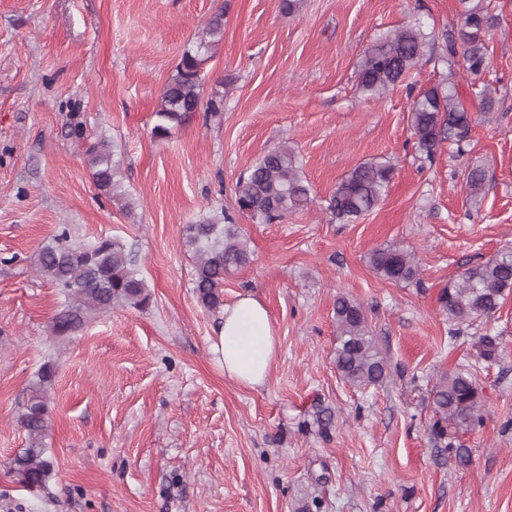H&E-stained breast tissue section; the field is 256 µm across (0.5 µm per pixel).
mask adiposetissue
Listing matches in <instances>:
<instances>
[{"label":"adipose tissue","instance_id":"1","mask_svg":"<svg viewBox=\"0 0 512 512\" xmlns=\"http://www.w3.org/2000/svg\"><path fill=\"white\" fill-rule=\"evenodd\" d=\"M277 349L267 309L249 295L225 306L218 334L209 345L225 376L251 388L266 382Z\"/></svg>","mask_w":512,"mask_h":512}]
</instances>
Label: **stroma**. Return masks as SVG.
<instances>
[{"instance_id": "35a3bbf8", "label": "stroma", "mask_w": 512, "mask_h": 512, "mask_svg": "<svg viewBox=\"0 0 512 512\" xmlns=\"http://www.w3.org/2000/svg\"><path fill=\"white\" fill-rule=\"evenodd\" d=\"M486 66L449 58L460 0H0V512H512V295L451 330L438 295L467 267L512 249V0H492ZM224 14L203 66L204 100L170 136H152L160 93L183 52ZM423 23L426 54L383 97L357 89L366 48ZM455 83L472 123L462 148L418 160L417 91ZM495 90L484 113L482 91ZM83 137H76V130ZM107 139L119 196L94 184L86 150ZM297 155L313 202L280 222L239 214L238 179L269 150ZM387 161L385 199L353 224L326 198L350 169ZM486 182L466 190L473 167ZM232 215L251 260L224 301L257 298L278 351L264 386L225 377L208 346L221 313L200 307L182 228ZM117 238L137 255L149 308L115 307L77 333L50 324L64 300L37 270L61 229ZM414 257L417 281L368 262L377 248ZM366 311L388 364L379 385L338 373L334 302ZM497 337L494 361L479 356ZM49 391L43 490H23L18 417L44 362ZM472 366L481 425L435 442L434 385Z\"/></svg>"}]
</instances>
